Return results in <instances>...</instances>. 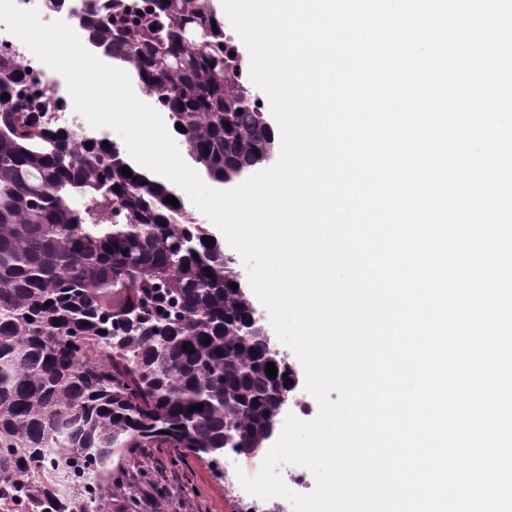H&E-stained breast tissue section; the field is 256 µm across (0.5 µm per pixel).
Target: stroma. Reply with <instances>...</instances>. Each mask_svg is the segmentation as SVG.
<instances>
[{"mask_svg":"<svg viewBox=\"0 0 512 512\" xmlns=\"http://www.w3.org/2000/svg\"><path fill=\"white\" fill-rule=\"evenodd\" d=\"M106 512H238L237 493L209 459L142 448L112 475Z\"/></svg>","mask_w":512,"mask_h":512,"instance_id":"stroma-1","label":"stroma"}]
</instances>
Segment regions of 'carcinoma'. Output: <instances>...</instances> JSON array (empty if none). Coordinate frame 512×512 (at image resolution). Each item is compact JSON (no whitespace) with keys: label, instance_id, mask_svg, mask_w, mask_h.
<instances>
[{"label":"carcinoma","instance_id":"cac0c4a2","mask_svg":"<svg viewBox=\"0 0 512 512\" xmlns=\"http://www.w3.org/2000/svg\"><path fill=\"white\" fill-rule=\"evenodd\" d=\"M77 17L186 128L213 181L274 148L212 0H81ZM26 81L0 53V512H105L112 465L140 448L264 447L289 378L249 335L224 253L167 203L175 191L118 147L40 121L47 101ZM75 459L103 496L69 482Z\"/></svg>","mask_w":512,"mask_h":512}]
</instances>
